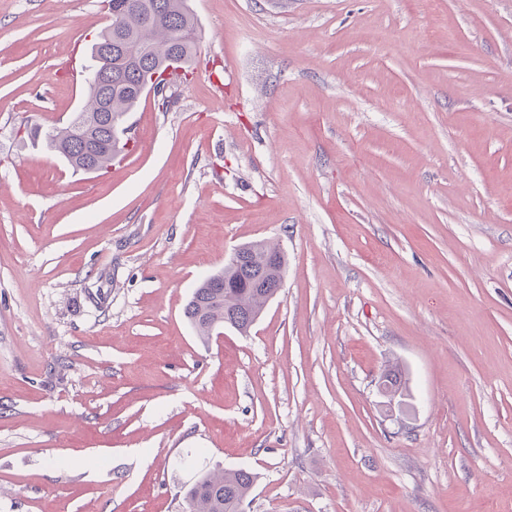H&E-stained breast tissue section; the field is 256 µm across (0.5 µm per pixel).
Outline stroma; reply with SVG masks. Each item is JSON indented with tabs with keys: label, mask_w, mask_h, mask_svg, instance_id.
I'll return each instance as SVG.
<instances>
[{
	"label": "stroma",
	"mask_w": 512,
	"mask_h": 512,
	"mask_svg": "<svg viewBox=\"0 0 512 512\" xmlns=\"http://www.w3.org/2000/svg\"><path fill=\"white\" fill-rule=\"evenodd\" d=\"M190 3L98 175L20 131L81 109L105 0H0V512H185L201 468L242 512H512V0ZM259 240L281 290L201 342ZM247 245L251 246L252 252L246 263L238 267L225 264L195 288L185 306L184 316L204 341L212 336L214 325L226 327L224 322L240 334H246L269 303V293L281 288L282 281L272 288L262 277L256 279L257 288L252 282L254 271L265 269L266 256L278 249L276 245L265 241ZM224 327L216 331L217 336L224 334L219 331ZM256 474L245 469L205 471L186 489V512H238Z\"/></svg>",
	"instance_id": "stroma-1"
}]
</instances>
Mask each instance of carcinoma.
I'll use <instances>...</instances> for the list:
<instances>
[{
	"mask_svg": "<svg viewBox=\"0 0 512 512\" xmlns=\"http://www.w3.org/2000/svg\"><path fill=\"white\" fill-rule=\"evenodd\" d=\"M111 19L91 46L86 101L68 125L26 134L57 153L76 171L111 166L125 142L115 148L126 117L138 105V86L169 58L187 79L196 56L198 19L189 0H108ZM246 263L224 266L195 288L184 309L196 335L206 341L214 325L229 324L247 333L270 301L269 288L253 287L254 271L265 267L276 250L267 242L251 244ZM256 474L245 469L205 471L186 489V512H239Z\"/></svg>",
	"mask_w": 512,
	"mask_h": 512,
	"instance_id": "obj_1",
	"label": "carcinoma"
}]
</instances>
